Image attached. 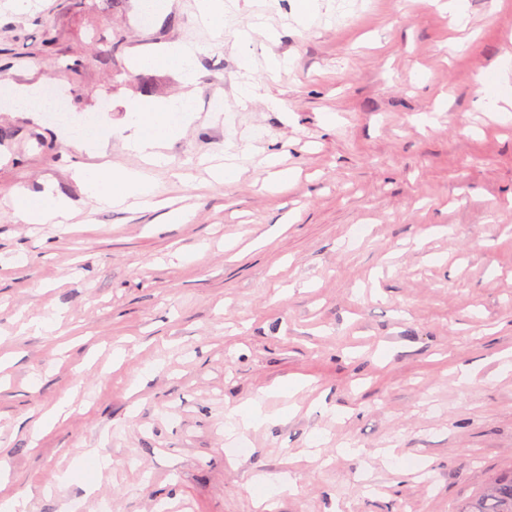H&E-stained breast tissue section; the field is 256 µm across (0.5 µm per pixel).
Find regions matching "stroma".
<instances>
[{
	"mask_svg": "<svg viewBox=\"0 0 512 512\" xmlns=\"http://www.w3.org/2000/svg\"><path fill=\"white\" fill-rule=\"evenodd\" d=\"M150 3L0 0V502L455 512L512 469V121L477 94L512 54V0H468L461 51L435 0H318L305 21L301 0H234L219 36L196 0L140 24ZM184 41L202 48L195 119L147 167L124 120L181 92L143 60ZM20 85L56 89L62 121L17 109ZM68 121L112 127L103 157L68 145ZM230 149L243 174L224 183L206 167ZM271 156L297 172L281 193L264 187ZM103 160L145 170L164 207L90 198L74 174ZM21 188L67 197L71 219L20 222ZM41 317L57 330L21 332ZM250 399L268 422L225 432ZM94 449L111 470L85 465ZM72 469L78 483L54 482Z\"/></svg>",
	"mask_w": 512,
	"mask_h": 512,
	"instance_id": "obj_1",
	"label": "stroma"
}]
</instances>
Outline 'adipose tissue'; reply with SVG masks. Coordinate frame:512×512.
Segmentation results:
<instances>
[{
	"label": "adipose tissue",
	"instance_id": "ef3b65f1",
	"mask_svg": "<svg viewBox=\"0 0 512 512\" xmlns=\"http://www.w3.org/2000/svg\"><path fill=\"white\" fill-rule=\"evenodd\" d=\"M199 45L182 42L162 47L154 63L174 66L184 87L183 93L133 107L126 127L125 147L145 163H165L167 145L177 139L190 123V90L196 79ZM481 106L489 112L512 117V57L501 56L481 79ZM93 197L115 204H148L153 187L139 170L119 169L103 163L81 169L77 174ZM15 217L26 224H62L70 217L68 201L50 191H18L13 197Z\"/></svg>",
	"mask_w": 512,
	"mask_h": 512
}]
</instances>
